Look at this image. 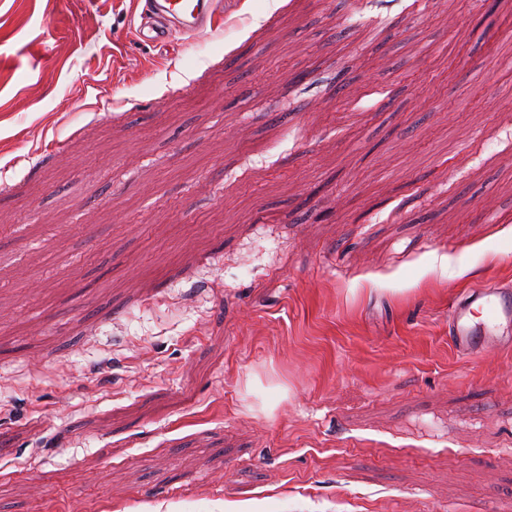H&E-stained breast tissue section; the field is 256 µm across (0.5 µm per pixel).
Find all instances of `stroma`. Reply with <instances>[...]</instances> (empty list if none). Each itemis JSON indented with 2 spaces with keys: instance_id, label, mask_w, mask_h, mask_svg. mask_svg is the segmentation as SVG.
<instances>
[{
  "instance_id": "35a3bbf8",
  "label": "stroma",
  "mask_w": 512,
  "mask_h": 512,
  "mask_svg": "<svg viewBox=\"0 0 512 512\" xmlns=\"http://www.w3.org/2000/svg\"><path fill=\"white\" fill-rule=\"evenodd\" d=\"M0 0V512H512V0ZM218 0H146V9L134 26L136 39L145 46H163L180 36L198 37L215 28L222 13ZM484 320L473 323L475 308ZM512 325V290L497 284H483L468 290L448 310V334L455 350L469 354L478 346L499 339Z\"/></svg>"
}]
</instances>
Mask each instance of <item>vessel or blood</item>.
I'll list each match as a JSON object with an SVG mask.
<instances>
[{"mask_svg":"<svg viewBox=\"0 0 512 512\" xmlns=\"http://www.w3.org/2000/svg\"><path fill=\"white\" fill-rule=\"evenodd\" d=\"M221 11V0H146L136 39L146 46H163L181 36L195 38L214 29ZM511 327L512 289L493 283L468 290L448 310V334L462 354L498 339Z\"/></svg>","mask_w":512,"mask_h":512,"instance_id":"1","label":"vessel or blood"}]
</instances>
